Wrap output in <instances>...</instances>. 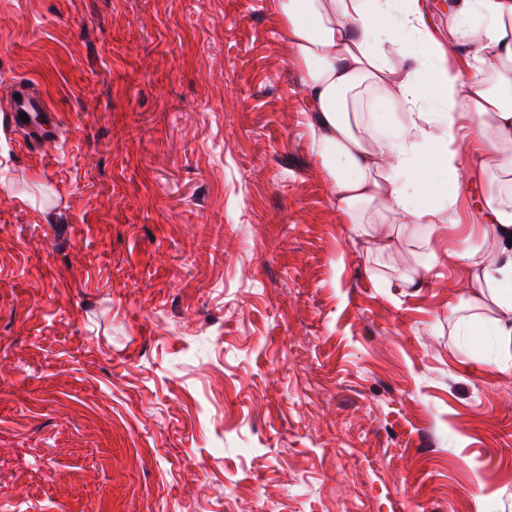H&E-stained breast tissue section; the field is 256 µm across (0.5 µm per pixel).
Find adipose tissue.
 I'll return each instance as SVG.
<instances>
[{
    "instance_id": "ef3b65f1",
    "label": "adipose tissue",
    "mask_w": 512,
    "mask_h": 512,
    "mask_svg": "<svg viewBox=\"0 0 512 512\" xmlns=\"http://www.w3.org/2000/svg\"><path fill=\"white\" fill-rule=\"evenodd\" d=\"M294 62L303 73L313 152L326 169L346 223L367 232L384 206L408 223L439 230L458 195L464 150L460 111L473 119V152L495 153L512 173V0H445L444 7L477 65L469 75L449 67L453 49L427 27L426 0H276ZM408 62L403 75L392 50ZM406 109L405 120L385 101ZM480 215L496 234L498 263L462 240L457 258L477 288L512 312V180L490 186Z\"/></svg>"
}]
</instances>
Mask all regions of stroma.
Wrapping results in <instances>:
<instances>
[{
	"label": "stroma",
	"mask_w": 512,
	"mask_h": 512,
	"mask_svg": "<svg viewBox=\"0 0 512 512\" xmlns=\"http://www.w3.org/2000/svg\"><path fill=\"white\" fill-rule=\"evenodd\" d=\"M301 80L274 0H0V512H512V348L454 256L496 169L378 253ZM20 86L15 93L18 99H12L11 104V122L20 134L23 143L29 141H42V142H55L59 139L62 131L61 121L57 117H51L48 124L37 119V113L46 109L45 100L37 94L32 87V84L24 82L22 87L21 82L17 83ZM21 112H24L29 121L24 122L20 118Z\"/></svg>",
	"instance_id": "1"
}]
</instances>
